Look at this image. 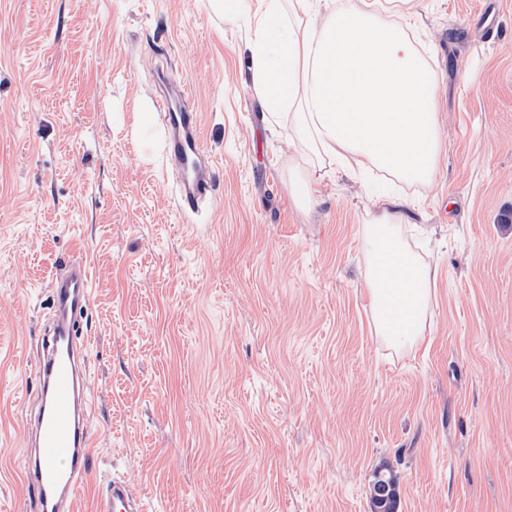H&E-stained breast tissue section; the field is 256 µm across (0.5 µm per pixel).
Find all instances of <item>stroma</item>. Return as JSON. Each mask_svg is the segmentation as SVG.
<instances>
[{"mask_svg": "<svg viewBox=\"0 0 512 512\" xmlns=\"http://www.w3.org/2000/svg\"><path fill=\"white\" fill-rule=\"evenodd\" d=\"M445 153L431 183L312 165L250 87L247 16L211 0H0V512L23 481L35 342L58 263L90 257V512H512V0H419ZM187 87L215 191L179 206L167 129ZM313 181L311 200L295 188ZM436 268L423 341L375 332L371 188ZM398 484V477L391 469L386 472H378L375 480L370 486V499L375 512H395L396 503V489ZM388 489L385 496L388 498L382 502L384 498L383 492ZM393 493V496H389ZM112 500V509L107 502ZM120 503L122 508H115ZM93 512H145V503L139 496L133 494L129 482L122 476L112 477L102 483L93 500Z\"/></svg>", "mask_w": 512, "mask_h": 512, "instance_id": "stroma-1", "label": "stroma"}]
</instances>
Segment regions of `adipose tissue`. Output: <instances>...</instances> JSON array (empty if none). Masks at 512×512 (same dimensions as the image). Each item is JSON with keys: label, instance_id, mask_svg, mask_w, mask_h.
I'll use <instances>...</instances> for the list:
<instances>
[{"label": "adipose tissue", "instance_id": "1", "mask_svg": "<svg viewBox=\"0 0 512 512\" xmlns=\"http://www.w3.org/2000/svg\"><path fill=\"white\" fill-rule=\"evenodd\" d=\"M246 13L251 89L271 114L295 107L291 139L340 176L379 170L430 181L442 140L437 86L408 32L414 0H214ZM361 233L377 333L395 350L420 341L429 306V267L396 234L402 213L378 197Z\"/></svg>", "mask_w": 512, "mask_h": 512}]
</instances>
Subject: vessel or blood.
Instances as JSON below:
<instances>
[{
    "instance_id": "b4317fda",
    "label": "vessel or blood",
    "mask_w": 512,
    "mask_h": 512,
    "mask_svg": "<svg viewBox=\"0 0 512 512\" xmlns=\"http://www.w3.org/2000/svg\"><path fill=\"white\" fill-rule=\"evenodd\" d=\"M173 98L157 101L155 110L173 135V153L185 178L183 201L194 206L212 191L208 169L202 164V145L196 112L174 108ZM92 291L87 265L57 280L53 289L56 319L41 338L37 367L40 405L30 421V452L24 479L38 512H77L78 492L86 476L93 436L86 422L90 396L86 386V347L81 344V321L90 308ZM145 512V503L133 494L121 476L102 483L92 512Z\"/></svg>"
}]
</instances>
